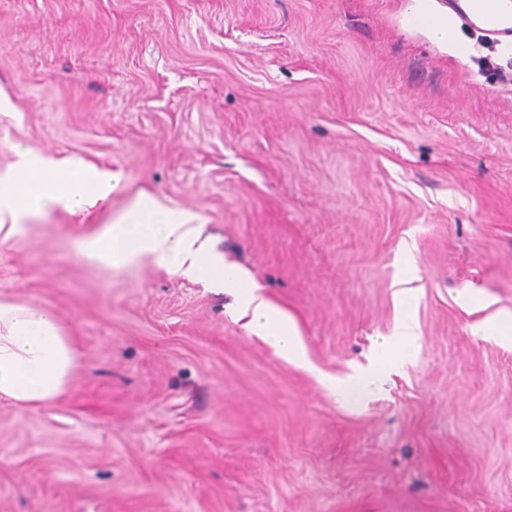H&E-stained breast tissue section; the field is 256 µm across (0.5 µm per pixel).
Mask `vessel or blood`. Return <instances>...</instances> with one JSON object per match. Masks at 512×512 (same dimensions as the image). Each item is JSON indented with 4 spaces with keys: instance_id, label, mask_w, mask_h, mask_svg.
<instances>
[{
    "instance_id": "b4317fda",
    "label": "vessel or blood",
    "mask_w": 512,
    "mask_h": 512,
    "mask_svg": "<svg viewBox=\"0 0 512 512\" xmlns=\"http://www.w3.org/2000/svg\"><path fill=\"white\" fill-rule=\"evenodd\" d=\"M462 24L498 45L512 46V0H448Z\"/></svg>"
}]
</instances>
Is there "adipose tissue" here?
Returning <instances> with one entry per match:
<instances>
[{
	"label": "adipose tissue",
	"instance_id": "obj_1",
	"mask_svg": "<svg viewBox=\"0 0 512 512\" xmlns=\"http://www.w3.org/2000/svg\"><path fill=\"white\" fill-rule=\"evenodd\" d=\"M401 14L439 48L466 57L455 15L439 0H403ZM120 182L119 173L18 148L15 164L0 173V229L54 211L79 217L109 207ZM205 221L202 213L141 192L96 233L81 238L78 252L105 269L148 260L168 272L231 289L249 333L283 355L301 358L304 349L294 326L237 265L211 250L201 234ZM415 340L410 318H403L366 366L330 383L332 394L350 403L371 397ZM76 358V338L55 312L34 302L0 299V399L27 409L53 403L69 389Z\"/></svg>",
	"mask_w": 512,
	"mask_h": 512
}]
</instances>
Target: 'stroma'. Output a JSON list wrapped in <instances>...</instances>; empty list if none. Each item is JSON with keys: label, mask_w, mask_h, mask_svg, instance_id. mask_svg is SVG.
Masks as SVG:
<instances>
[{"label": "stroma", "mask_w": 512, "mask_h": 512, "mask_svg": "<svg viewBox=\"0 0 512 512\" xmlns=\"http://www.w3.org/2000/svg\"><path fill=\"white\" fill-rule=\"evenodd\" d=\"M401 0H0V172L17 148L121 173L107 210L0 233V297L79 344L59 401H0V512H512V82L405 30ZM202 212L294 323L77 241L138 192ZM412 355L327 383L403 314ZM416 340L414 328L408 315L404 316L394 336L381 343V347L370 362L346 378L329 383L334 396L348 403L371 397L381 387L391 370L410 350ZM482 336L500 341H512V319L489 318L480 328Z\"/></svg>", "instance_id": "stroma-1"}]
</instances>
